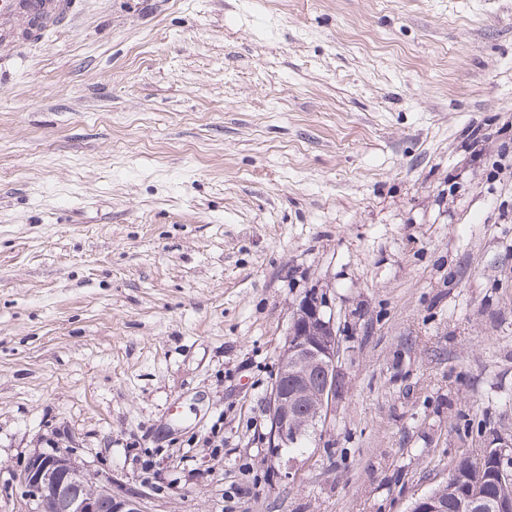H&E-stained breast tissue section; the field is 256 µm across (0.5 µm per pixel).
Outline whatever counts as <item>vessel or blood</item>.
Wrapping results in <instances>:
<instances>
[{
  "label": "vessel or blood",
  "mask_w": 512,
  "mask_h": 512,
  "mask_svg": "<svg viewBox=\"0 0 512 512\" xmlns=\"http://www.w3.org/2000/svg\"><path fill=\"white\" fill-rule=\"evenodd\" d=\"M79 0H0V42L15 38L17 21H25V40H41L47 32L72 25Z\"/></svg>",
  "instance_id": "vessel-or-blood-1"
}]
</instances>
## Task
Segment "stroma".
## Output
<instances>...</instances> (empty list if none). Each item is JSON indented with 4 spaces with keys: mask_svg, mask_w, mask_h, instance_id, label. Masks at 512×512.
<instances>
[{
    "mask_svg": "<svg viewBox=\"0 0 512 512\" xmlns=\"http://www.w3.org/2000/svg\"><path fill=\"white\" fill-rule=\"evenodd\" d=\"M0 59V512L67 445L142 512H408L512 437V0H82ZM312 288L346 388L283 479Z\"/></svg>",
    "mask_w": 512,
    "mask_h": 512,
    "instance_id": "stroma-1",
    "label": "stroma"
}]
</instances>
